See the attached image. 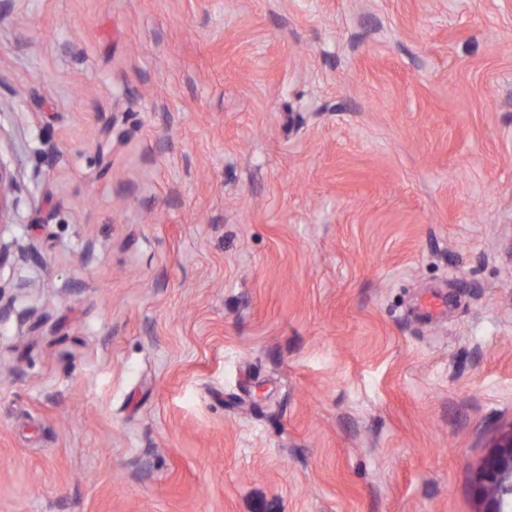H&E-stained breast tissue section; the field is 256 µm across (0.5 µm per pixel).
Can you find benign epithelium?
Instances as JSON below:
<instances>
[{"label": "benign epithelium", "instance_id": "1", "mask_svg": "<svg viewBox=\"0 0 512 512\" xmlns=\"http://www.w3.org/2000/svg\"><path fill=\"white\" fill-rule=\"evenodd\" d=\"M13 188L12 173L0 163V222L7 210V194ZM476 483L483 495V512H504L506 499H512V427L500 432L492 451L483 460Z\"/></svg>", "mask_w": 512, "mask_h": 512}]
</instances>
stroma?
I'll use <instances>...</instances> for the list:
<instances>
[{
    "instance_id": "35a3bbf8",
    "label": "stroma",
    "mask_w": 512,
    "mask_h": 512,
    "mask_svg": "<svg viewBox=\"0 0 512 512\" xmlns=\"http://www.w3.org/2000/svg\"><path fill=\"white\" fill-rule=\"evenodd\" d=\"M0 160V512H483L512 0H0Z\"/></svg>"
}]
</instances>
